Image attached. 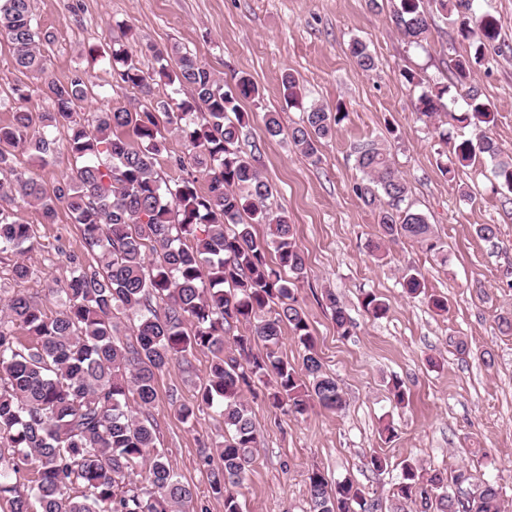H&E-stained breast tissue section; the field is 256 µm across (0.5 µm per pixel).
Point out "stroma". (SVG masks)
<instances>
[{"mask_svg": "<svg viewBox=\"0 0 512 512\" xmlns=\"http://www.w3.org/2000/svg\"><path fill=\"white\" fill-rule=\"evenodd\" d=\"M394 0H34L40 27L51 32L46 47L49 71L67 81L85 71L90 94L84 112L127 105L126 91L99 49L121 39V24L136 34L129 43L144 68L155 61L146 45L180 46L223 78L239 73L257 84L259 98L242 101L250 115V140L260 145L256 165L274 186L269 205L285 211L296 226V240L307 261L298 300L317 340L324 370L335 377L346 399L342 411L314 409L294 419L262 398L250 399L260 445L249 467L243 512H306L311 470L328 482L353 478L367 495L391 501L403 461L427 469L468 471L474 481L498 482L512 512V335L499 332L496 316L512 314V202L493 193L489 163L459 169L447 178L438 168L446 146L433 125L417 120L413 103L420 87L400 71L410 68L427 83L447 80L450 57L470 51L449 19L435 15L427 43L408 45L393 22ZM481 10L499 23L502 51L490 55L475 74L482 101L496 120L489 134L512 153V0H480ZM364 40L376 59L362 71L349 52L352 39ZM298 79L299 106L284 101L282 75ZM17 84L35 78L13 67L6 39L0 38V124L8 123L17 101ZM343 103L349 114L335 138L323 141L318 163L301 156L287 139L264 134L263 115L279 113L284 127L295 126L311 102ZM383 144L409 187V203L423 211L445 243L448 260H434L416 242L402 239L374 256L376 212L354 193L362 175L354 163V144ZM469 196H462L461 187ZM21 221L32 224L37 245L25 254L27 282L15 284V258L0 254V289L22 290L46 311L56 304L48 294L53 281L69 276L70 256L86 257L84 241L66 211L42 224L34 209L21 207ZM493 224L494 241L478 229ZM421 272L426 294L448 301L431 310L424 297L410 298L401 286L407 267ZM342 299L353 323L350 336L337 335L325 291ZM374 292L389 306L385 318H370L361 295ZM466 352H458L457 341ZM491 352L492 366L479 356ZM208 366L197 354L191 369L171 367L156 384L150 413L172 466L195 486L203 512H224L213 496L200 460L201 442H220L224 425L212 414L182 421L177 402L191 400ZM400 377L411 397L407 407L391 401L387 383ZM392 424L385 439L380 429ZM387 467L370 469V455Z\"/></svg>", "mask_w": 512, "mask_h": 512, "instance_id": "35a3bbf8", "label": "stroma"}]
</instances>
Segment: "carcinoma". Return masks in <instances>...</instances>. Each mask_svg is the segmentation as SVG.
Returning <instances> with one entry per match:
<instances>
[{
	"label": "carcinoma",
	"instance_id": "1",
	"mask_svg": "<svg viewBox=\"0 0 512 512\" xmlns=\"http://www.w3.org/2000/svg\"><path fill=\"white\" fill-rule=\"evenodd\" d=\"M432 2L436 11L456 16L459 37L470 38L476 28L480 38L474 53L449 60L448 83L427 86L414 112L431 121L446 108L451 89L464 90L469 109L448 117L479 134L452 141L448 131L439 132L450 142L443 171L452 174L484 158L498 188L512 193V156L488 135L495 112L473 85L499 40V23L488 12L476 13L475 0ZM393 17L408 43L428 39L432 17L425 0H395ZM0 36L11 46L15 69L33 75L53 105L47 112L19 108L0 125V254L16 256L15 282L29 278L21 256L36 240L32 225L15 216L13 206L21 201L44 224L65 209L95 255L93 264L70 257L69 278L49 286L60 304L55 314L19 290L0 309V499L10 512H194L196 489L157 446L146 410L158 376L206 352L207 375L177 412L188 421L210 411L224 422V443L202 444L201 459L209 491L224 498V512H242L239 487L258 443L244 392L254 394L261 385L272 405L296 418L316 404L336 412L344 406L296 297L307 263L295 225L267 205L273 187L254 165L259 145L248 153L240 146L249 125L240 102L258 97L257 85L246 75L229 84L177 46L153 51L156 66L145 70L114 42L108 57L131 98L125 106L79 112L89 81L80 71L66 82L51 77L45 46L52 35L39 28L32 0H0ZM350 53L362 70L375 68L364 42L353 40ZM162 86L175 94L188 87L191 94L180 101L163 97L157 94ZM348 116L340 103L334 109L313 103L288 131L276 112L263 120L268 136L287 135L296 151L316 162L318 145L336 136ZM60 127L69 131L63 146L53 136ZM172 134L185 139L186 152L171 153ZM19 153L36 157L43 169L65 153L70 174L50 184L17 166ZM352 153L363 174L353 191L377 209L380 237L372 250L408 238L447 261L425 214L404 205L408 186L387 149L370 141L355 144ZM164 155L177 178L162 176ZM200 174L208 182L205 193ZM256 224L268 226L267 236L255 235ZM402 286L412 297L425 288L421 275L410 272ZM325 298L337 334L350 335L340 298L330 290ZM361 304L374 319L389 310L373 292L364 293ZM243 324L250 330L234 333ZM285 328L303 348L299 369L279 355ZM388 390L396 405L409 402L402 379H391ZM142 466L148 467L145 486L133 480ZM394 496L414 512H505L497 484H477L462 469L427 471L414 461L402 464ZM307 512H382V503L349 478L328 488L316 469L308 474Z\"/></svg>",
	"mask_w": 512,
	"mask_h": 512
}]
</instances>
